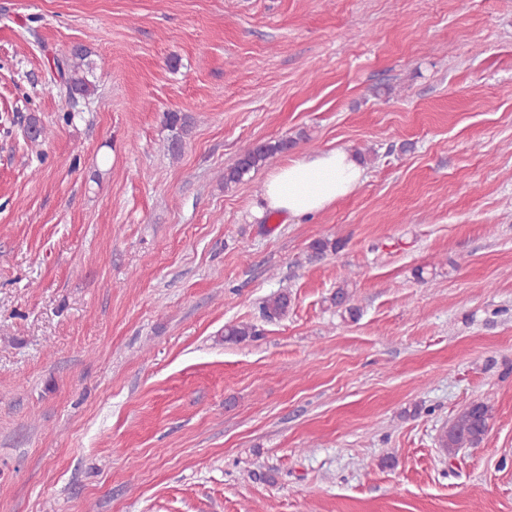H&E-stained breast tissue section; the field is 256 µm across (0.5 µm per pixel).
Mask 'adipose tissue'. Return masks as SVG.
Returning <instances> with one entry per match:
<instances>
[{
    "label": "adipose tissue",
    "mask_w": 512,
    "mask_h": 512,
    "mask_svg": "<svg viewBox=\"0 0 512 512\" xmlns=\"http://www.w3.org/2000/svg\"><path fill=\"white\" fill-rule=\"evenodd\" d=\"M364 179L362 165L344 148L291 160L268 175L252 214L259 220L269 213L288 220L311 218L350 195Z\"/></svg>",
    "instance_id": "adipose-tissue-1"
}]
</instances>
